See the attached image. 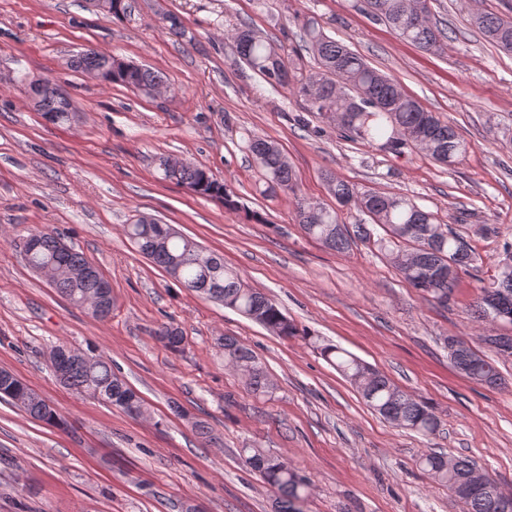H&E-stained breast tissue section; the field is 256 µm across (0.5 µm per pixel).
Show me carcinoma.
<instances>
[{"label": "carcinoma", "instance_id": "cac0c4a2", "mask_svg": "<svg viewBox=\"0 0 512 512\" xmlns=\"http://www.w3.org/2000/svg\"><path fill=\"white\" fill-rule=\"evenodd\" d=\"M409 0H354L353 7L372 20L387 25L400 39L424 51L435 53L446 47L444 28L431 20V14L410 18ZM470 25L498 49L512 54V16L475 11ZM238 58L255 74L272 86L290 88L303 101L304 109L337 125L352 142L377 144L401 154L403 150L426 152L435 162L450 169L469 154L471 145L455 127L425 109L386 73L372 67L346 45L327 36L320 25L308 20L302 25V41L312 53L315 71H296L288 66L284 50L262 33L242 25L232 35ZM110 54L91 48L72 60L70 66L104 82L149 92L166 84L160 71L138 67L128 69L112 64L103 67ZM42 108L52 112L57 122H69L67 105L53 98L42 101ZM248 150L260 168L268 189L294 190L295 174L277 143L264 138L249 141ZM162 179L195 188V193L224 202L228 210L240 208L227 185L214 178L209 169L184 159L180 166L169 165V158L159 160ZM336 203L355 205L366 213L383 234L374 244L403 275L411 287L424 273L432 276V287L422 297L448 305L457 279L450 274L449 263L459 261L472 266L475 256L468 243L442 224L436 215L401 194L362 190L344 182L331 183ZM296 214L303 233L334 251H345L353 240L371 239L374 229L365 224L350 231L340 221L339 210L299 197ZM125 232L137 251L163 269L188 292L220 302L239 312L279 337L300 335L297 325L270 296L247 285L237 271L224 265V258L213 253L201 254L202 247L181 235L170 225L161 230L155 224L137 220L126 225ZM36 241L33 248L21 244L27 265L35 272L53 275L49 285L71 304L85 308L97 320L112 314V299L93 306L103 275L86 273L88 259L66 245L58 235L38 226L27 228L22 240ZM478 293L470 305L477 318L512 325V272L496 270L489 283L477 279ZM152 336L172 350L182 342V331L172 324H161ZM319 354L336 368L357 390L365 403L395 426L423 437L440 431L441 420L434 408L393 384L348 351L334 345L319 346ZM455 366L473 382L489 387L501 384V376L491 361L471 349L452 356ZM224 364L239 372L250 390L259 395L274 389L263 364L253 352L233 337H224ZM61 382L79 394L105 401L131 417L147 412L144 400L114 372L100 355L92 364L77 356L59 364ZM0 400L8 401L31 419L47 426L62 428L65 422L22 379L14 376L3 384ZM245 462L278 494V512H298L295 502L308 496L309 478L291 468L281 458L257 449H247ZM422 471L432 481L448 487L466 506L467 512H502L505 496L495 480L484 486L472 482L475 464L466 458H451L431 450L418 460Z\"/></svg>", "mask_w": 512, "mask_h": 512}]
</instances>
